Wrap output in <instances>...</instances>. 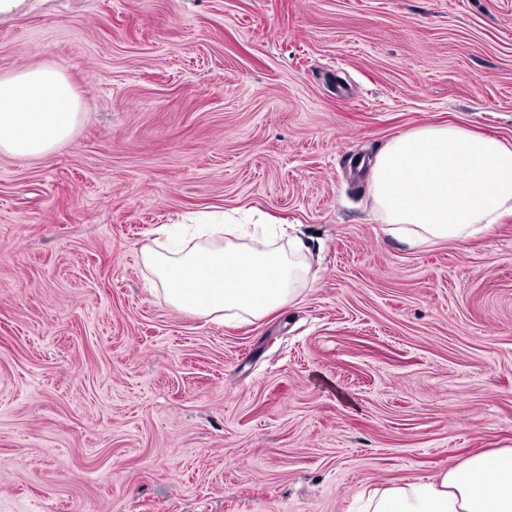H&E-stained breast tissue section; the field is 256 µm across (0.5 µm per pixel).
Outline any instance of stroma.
I'll return each instance as SVG.
<instances>
[{
    "instance_id": "stroma-1",
    "label": "stroma",
    "mask_w": 512,
    "mask_h": 512,
    "mask_svg": "<svg viewBox=\"0 0 512 512\" xmlns=\"http://www.w3.org/2000/svg\"><path fill=\"white\" fill-rule=\"evenodd\" d=\"M61 69L70 140L0 154V512H358L512 448V216L412 246L369 168L403 132L512 142V0H28L0 77ZM256 212L294 303L168 304L155 231Z\"/></svg>"
}]
</instances>
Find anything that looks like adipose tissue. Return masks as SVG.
I'll return each instance as SVG.
<instances>
[{
	"label": "adipose tissue",
	"instance_id": "adipose-tissue-1",
	"mask_svg": "<svg viewBox=\"0 0 512 512\" xmlns=\"http://www.w3.org/2000/svg\"><path fill=\"white\" fill-rule=\"evenodd\" d=\"M83 109L65 73L42 65L0 77V153L39 157L65 141ZM373 200L393 234L412 244L464 241L512 214V144L458 126L393 137L371 174ZM225 242L147 249L144 260L174 308L214 320L287 308L308 272L306 244L282 249L264 232L233 243V224H202ZM363 512H512V448L467 457L438 475L367 498Z\"/></svg>",
	"mask_w": 512,
	"mask_h": 512
}]
</instances>
